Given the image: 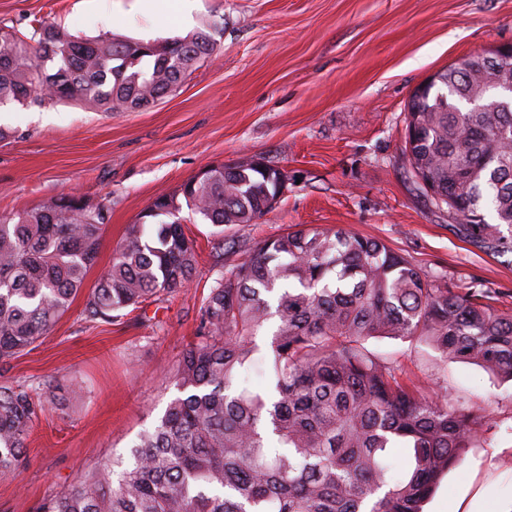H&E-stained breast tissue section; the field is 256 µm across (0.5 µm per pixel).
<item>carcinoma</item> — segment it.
<instances>
[{"mask_svg":"<svg viewBox=\"0 0 512 512\" xmlns=\"http://www.w3.org/2000/svg\"><path fill=\"white\" fill-rule=\"evenodd\" d=\"M216 26L166 41L88 39L48 24L0 28V105L77 101L97 112L150 107L211 55ZM493 73L449 67L407 113L414 176L460 217L475 247L512 253V108L489 96ZM487 98L483 112L458 102ZM277 193L268 165L247 159L156 197L127 228L87 298L85 318L193 282L194 240L176 223L188 209L214 228L251 224ZM110 203L61 194L0 213V362L33 346L67 311L96 265ZM195 340L169 376L179 395L129 457L85 472L35 512H423L443 477L480 441L485 413L428 386L444 362L512 381V310L484 288H451L379 240L343 228L270 238L202 293ZM271 333L270 356L260 336ZM435 352L418 376L382 339ZM269 386L256 391L257 361ZM52 400L26 383L0 385V480L19 476L33 423L83 393Z\"/></svg>","mask_w":512,"mask_h":512,"instance_id":"cac0c4a2","label":"carcinoma"}]
</instances>
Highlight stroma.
Listing matches in <instances>:
<instances>
[{"instance_id": "1", "label": "stroma", "mask_w": 512, "mask_h": 512, "mask_svg": "<svg viewBox=\"0 0 512 512\" xmlns=\"http://www.w3.org/2000/svg\"><path fill=\"white\" fill-rule=\"evenodd\" d=\"M134 0H0V26L43 20L73 35L165 40L216 24L215 52L151 107L107 114L75 103L8 105L1 126L0 213L70 191L108 199L96 270L112 260L128 225L158 196L215 164L257 158L287 187L253 224L224 233L216 257L210 225L190 222L195 285L91 323L79 294L52 328L8 363L0 384L24 381L85 393L35 422L18 482H0V512H33L67 492L80 472L128 452L177 394L167 376L198 325L200 283L216 262L241 263L264 240L301 226L343 227L381 240L449 285L491 288L512 309V254L470 244L404 154L412 91L457 58L512 44V0H198L191 27L137 12ZM445 385L468 409L489 408L487 444L466 449L423 512H468L485 490L512 497V383L448 360Z\"/></svg>"}]
</instances>
